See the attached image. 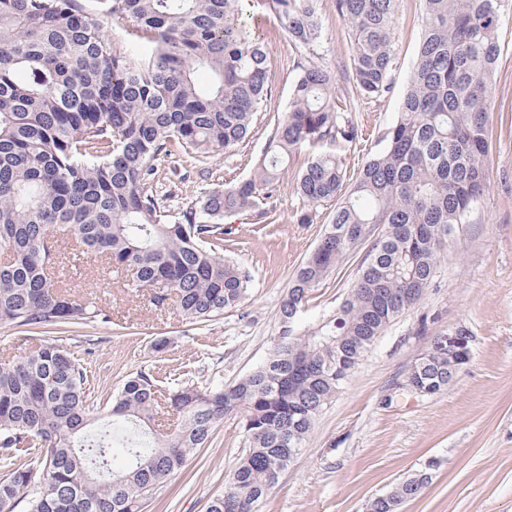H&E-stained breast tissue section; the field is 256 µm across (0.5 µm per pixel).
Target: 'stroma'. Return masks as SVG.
I'll return each mask as SVG.
<instances>
[{
  "label": "stroma",
  "instance_id": "1",
  "mask_svg": "<svg viewBox=\"0 0 512 512\" xmlns=\"http://www.w3.org/2000/svg\"><path fill=\"white\" fill-rule=\"evenodd\" d=\"M316 8L323 28L317 61L341 94L349 85L351 34L335 0H317ZM421 11V0L398 2L394 89L378 103L360 105L362 140L338 147L348 177H356L383 148L382 137L398 116L422 37ZM256 34L268 55L271 91L254 131L235 149L217 154L204 173L182 154L166 158L155 190L171 213L248 175L268 130L288 110L301 74L295 66L299 53L274 17H265ZM499 42L489 179L474 205V223L460 226L449 240L421 303L388 328L319 415L262 512H368L375 497L425 467L431 482L400 512H512V0L504 7ZM307 159V153L295 155L283 172L267 203L268 221L245 214L224 220L225 258L252 275L240 307L204 324L185 323L173 301L153 304L121 278L102 275L92 259L71 255L66 284L74 295L111 309V321L38 329L28 338L0 326V354H19L43 342L63 345L84 365L93 409L102 416L112 393L140 370L168 388L187 381L230 384L250 373L274 347L281 298L330 219L325 204L314 209L312 223L297 221L304 203L295 177ZM364 254L361 248L348 253L315 289L300 330L341 302ZM460 326L474 342L458 377L433 396L406 388L408 369L435 337ZM159 336L169 341L162 353L152 347ZM245 446L239 415L225 416L211 442L160 488L145 512H204L207 501L224 490Z\"/></svg>",
  "mask_w": 512,
  "mask_h": 512
}]
</instances>
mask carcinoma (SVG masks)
I'll return each instance as SVG.
<instances>
[{"label":"carcinoma","mask_w":512,"mask_h":512,"mask_svg":"<svg viewBox=\"0 0 512 512\" xmlns=\"http://www.w3.org/2000/svg\"><path fill=\"white\" fill-rule=\"evenodd\" d=\"M239 0H0V325L23 332L84 325L112 314L66 289V248L100 258L190 323L239 307L249 271L224 258V218L252 213L279 188L294 155L309 152L296 191L311 207L335 203L279 305L266 361L231 385L166 389L131 374L113 394L112 429L91 448L83 366L56 343L0 356V512H143L227 414L242 417L248 448L206 512H260L305 447L317 416L397 317L431 285L441 252L486 188L492 79L504 0H422V40L383 149L343 191L345 172L325 147L362 136L354 103L392 88L397 0H335L351 33V93L339 97L313 62L322 40L314 0H257L295 48L288 112L267 135L251 174L206 193L176 216L154 190L179 152L203 166L251 134L268 97L267 55ZM118 27L117 44L104 26ZM210 75L201 87L196 73ZM381 228L358 277L306 333L311 292ZM469 359L431 345L406 381L432 396ZM123 466L112 467L114 448ZM431 480L418 470L372 500L399 512Z\"/></svg>","instance_id":"carcinoma-1"}]
</instances>
